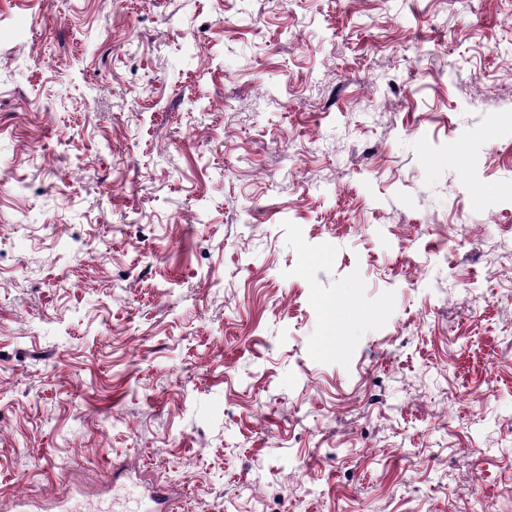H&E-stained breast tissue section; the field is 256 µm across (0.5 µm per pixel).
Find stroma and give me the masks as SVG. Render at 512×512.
<instances>
[{
  "label": "stroma",
  "instance_id": "obj_1",
  "mask_svg": "<svg viewBox=\"0 0 512 512\" xmlns=\"http://www.w3.org/2000/svg\"><path fill=\"white\" fill-rule=\"evenodd\" d=\"M506 244L512 0H0V501L498 512Z\"/></svg>",
  "mask_w": 512,
  "mask_h": 512
}]
</instances>
